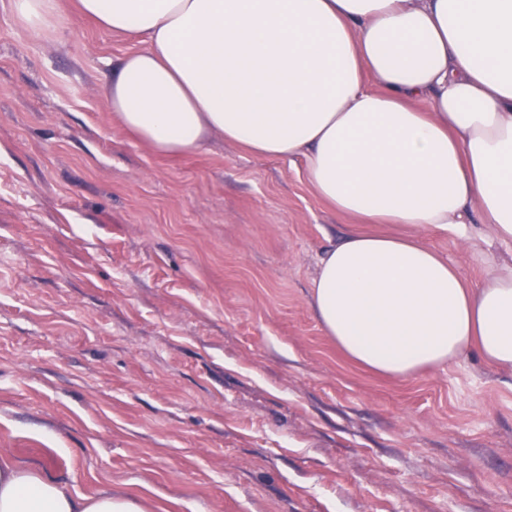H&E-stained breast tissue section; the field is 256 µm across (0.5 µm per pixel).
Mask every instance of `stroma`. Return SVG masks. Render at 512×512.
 Segmentation results:
<instances>
[{"instance_id":"stroma-1","label":"stroma","mask_w":512,"mask_h":512,"mask_svg":"<svg viewBox=\"0 0 512 512\" xmlns=\"http://www.w3.org/2000/svg\"><path fill=\"white\" fill-rule=\"evenodd\" d=\"M132 47L0 0V456L150 512H512V371L347 359L311 286L354 220L301 159L127 134ZM422 239L474 283L512 260L476 215Z\"/></svg>"}]
</instances>
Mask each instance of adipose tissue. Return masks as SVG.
I'll return each instance as SVG.
<instances>
[{
	"instance_id": "1",
	"label": "adipose tissue",
	"mask_w": 512,
	"mask_h": 512,
	"mask_svg": "<svg viewBox=\"0 0 512 512\" xmlns=\"http://www.w3.org/2000/svg\"><path fill=\"white\" fill-rule=\"evenodd\" d=\"M138 42L104 88L153 151L211 135L303 156L314 194L362 223L322 258L312 305L352 361L397 379L473 352L512 370V264L485 281L421 243L478 213L512 246V0H75ZM399 224L406 234L371 233ZM0 512H145L0 460Z\"/></svg>"
}]
</instances>
